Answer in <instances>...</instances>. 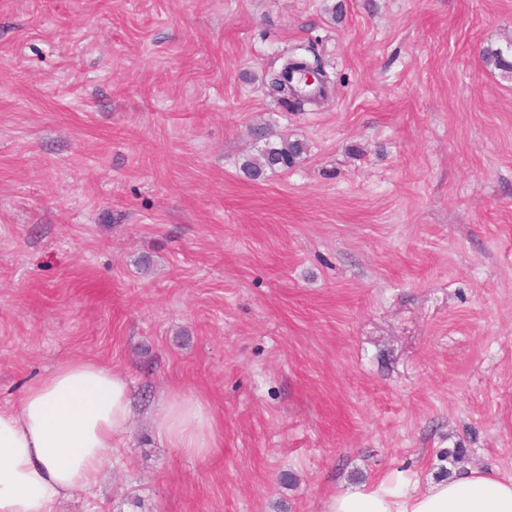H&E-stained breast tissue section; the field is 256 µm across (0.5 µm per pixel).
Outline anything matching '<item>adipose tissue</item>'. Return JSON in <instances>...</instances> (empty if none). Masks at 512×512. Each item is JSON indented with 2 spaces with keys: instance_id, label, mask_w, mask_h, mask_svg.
Wrapping results in <instances>:
<instances>
[{
  "instance_id": "adipose-tissue-1",
  "label": "adipose tissue",
  "mask_w": 512,
  "mask_h": 512,
  "mask_svg": "<svg viewBox=\"0 0 512 512\" xmlns=\"http://www.w3.org/2000/svg\"><path fill=\"white\" fill-rule=\"evenodd\" d=\"M136 399L125 374L71 359L0 407V512H55L93 495L106 452L127 433ZM149 424L169 447L200 459L218 446L208 403L191 392L160 396ZM326 512H512V476L466 469L397 491L390 482L331 497Z\"/></svg>"
}]
</instances>
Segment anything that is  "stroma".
Wrapping results in <instances>:
<instances>
[{
  "label": "stroma",
  "instance_id": "35a3bbf8",
  "mask_svg": "<svg viewBox=\"0 0 512 512\" xmlns=\"http://www.w3.org/2000/svg\"><path fill=\"white\" fill-rule=\"evenodd\" d=\"M510 39L512 0H0V405L73 358L137 397L58 512L512 475ZM299 45L331 81L301 112L264 84ZM262 119L307 151L254 180ZM176 391L207 459L144 420ZM482 55L487 66L512 78V40L507 42L505 48L487 46L483 49ZM148 416L157 436L183 455L206 459L218 448L216 419L208 403L197 394H164Z\"/></svg>",
  "mask_w": 512,
  "mask_h": 512
}]
</instances>
